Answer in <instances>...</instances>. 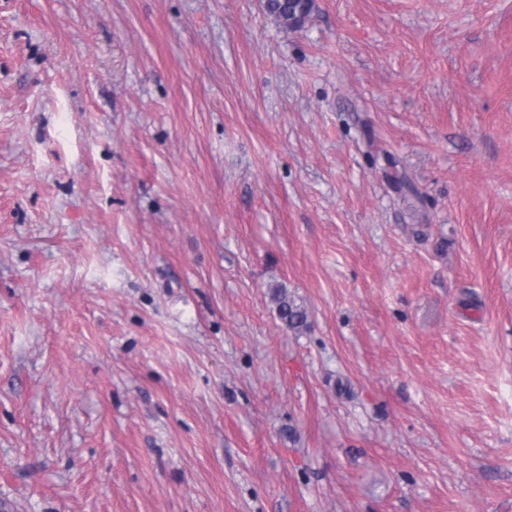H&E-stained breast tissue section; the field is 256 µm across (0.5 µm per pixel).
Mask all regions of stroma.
<instances>
[{"label": "stroma", "mask_w": 512, "mask_h": 512, "mask_svg": "<svg viewBox=\"0 0 512 512\" xmlns=\"http://www.w3.org/2000/svg\"><path fill=\"white\" fill-rule=\"evenodd\" d=\"M0 512H512V0H0ZM311 3L310 0H265V8L271 15L288 23L301 10L310 14L313 7ZM274 298L279 318L289 329L298 330L307 324V311L297 305L293 299H289L285 290H277Z\"/></svg>", "instance_id": "35a3bbf8"}]
</instances>
